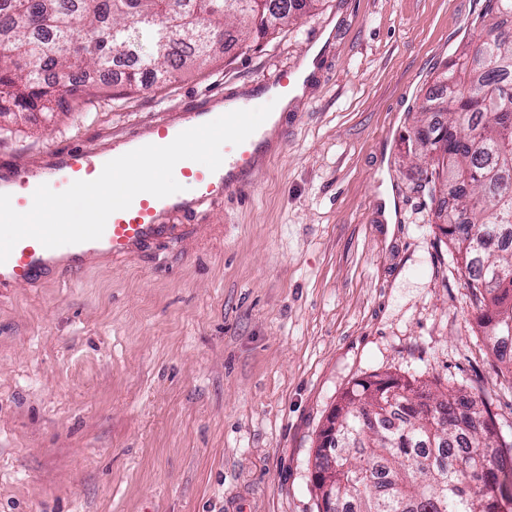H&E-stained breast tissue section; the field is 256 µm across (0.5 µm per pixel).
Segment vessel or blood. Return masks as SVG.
<instances>
[{
    "instance_id": "vessel-or-blood-1",
    "label": "vessel or blood",
    "mask_w": 512,
    "mask_h": 512,
    "mask_svg": "<svg viewBox=\"0 0 512 512\" xmlns=\"http://www.w3.org/2000/svg\"><path fill=\"white\" fill-rule=\"evenodd\" d=\"M211 119L210 108L195 106L185 112L163 116L144 128L142 133L113 138L94 148L71 147L49 155L33 167L2 165L0 194L10 195L16 211L27 212L33 204V193L40 185L52 182L66 189L78 180H94L108 161L151 142L167 145L182 131ZM268 121V126L259 127L243 143L225 145L223 163L217 170L183 161L175 174L192 184V195L173 194L158 198L149 193L138 194L128 209L110 215L102 237L97 240L47 248L36 239H22L8 259L0 264V295H6L21 283L36 286L63 273H78L95 257L127 259L156 244L178 247L184 235L173 224V217L223 201L251 185L260 163L269 155L271 138L268 128L280 126L283 119L272 115Z\"/></svg>"
}]
</instances>
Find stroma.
Masks as SVG:
<instances>
[{
	"mask_svg": "<svg viewBox=\"0 0 512 512\" xmlns=\"http://www.w3.org/2000/svg\"><path fill=\"white\" fill-rule=\"evenodd\" d=\"M485 0H320L296 24L124 95L0 119V164L245 98L320 47L284 148L183 217L188 248L0 297V512H318L315 458L355 382L446 381L512 425L452 243L406 152Z\"/></svg>",
	"mask_w": 512,
	"mask_h": 512,
	"instance_id": "obj_1",
	"label": "stroma"
}]
</instances>
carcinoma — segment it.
Listing matches in <instances>:
<instances>
[{
	"instance_id": "obj_1",
	"label": "carcinoma",
	"mask_w": 512,
	"mask_h": 512,
	"mask_svg": "<svg viewBox=\"0 0 512 512\" xmlns=\"http://www.w3.org/2000/svg\"><path fill=\"white\" fill-rule=\"evenodd\" d=\"M318 0H4L0 3V115L50 112L62 94L92 96L70 80L132 61L120 86L144 91L160 73L201 67L227 50L291 24ZM480 34L438 74L407 153L446 225L497 359L512 341V0H487ZM336 433L323 434L317 473L336 470L325 512H506L512 508V433L487 399L449 385L433 391L397 378L346 393ZM424 448L419 455L416 449Z\"/></svg>"
}]
</instances>
